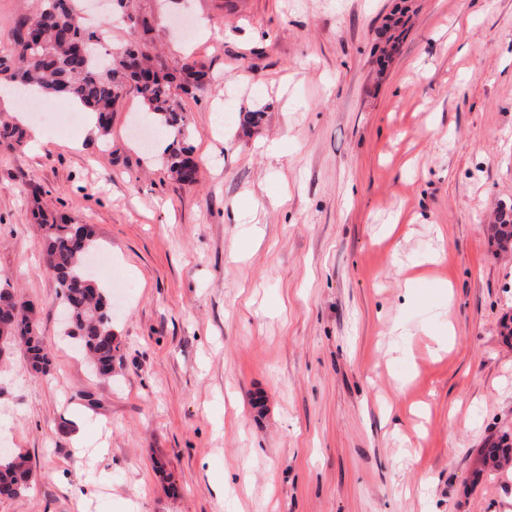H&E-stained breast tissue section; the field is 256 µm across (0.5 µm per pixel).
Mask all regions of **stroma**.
I'll return each mask as SVG.
<instances>
[{
	"label": "stroma",
	"mask_w": 512,
	"mask_h": 512,
	"mask_svg": "<svg viewBox=\"0 0 512 512\" xmlns=\"http://www.w3.org/2000/svg\"><path fill=\"white\" fill-rule=\"evenodd\" d=\"M42 0H0V47ZM190 60L183 136L135 93L108 133L49 95L0 121V279L36 307L47 373L0 365V448L36 479L0 512H512V0H107ZM209 37H201V25ZM194 183L170 177L173 139ZM93 227L120 349L64 335L34 211ZM495 223L489 228L490 240L499 249L502 242L512 240V207L500 208Z\"/></svg>",
	"instance_id": "35a3bbf8"
}]
</instances>
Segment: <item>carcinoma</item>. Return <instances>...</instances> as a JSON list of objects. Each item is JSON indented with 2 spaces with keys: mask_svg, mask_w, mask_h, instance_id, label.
I'll return each instance as SVG.
<instances>
[{
  "mask_svg": "<svg viewBox=\"0 0 512 512\" xmlns=\"http://www.w3.org/2000/svg\"><path fill=\"white\" fill-rule=\"evenodd\" d=\"M75 0H45L44 7L19 32L10 58H0V72L23 86L78 99L97 115L98 127L107 131L112 112L127 90L135 89L141 100L166 126L181 133L185 116L172 99L171 81L150 64V57L139 43L102 60L100 31H88L76 24ZM167 169L185 183L196 180L197 164L190 151L177 143L167 149ZM44 231L45 264L57 281L68 309L70 335L78 339L96 373L112 377L119 348L113 331L112 301L105 289L83 267V257L93 253L95 238L85 225L81 236L75 225L40 216ZM490 240L496 247L512 240V207L498 210L490 225ZM7 327L24 349L28 364L44 371L49 357L43 340L31 329L32 321L25 300L8 282H0V328ZM31 472L27 454L21 449L0 452V490L25 481Z\"/></svg>",
  "mask_w": 512,
  "mask_h": 512,
  "instance_id": "1",
  "label": "carcinoma"
}]
</instances>
